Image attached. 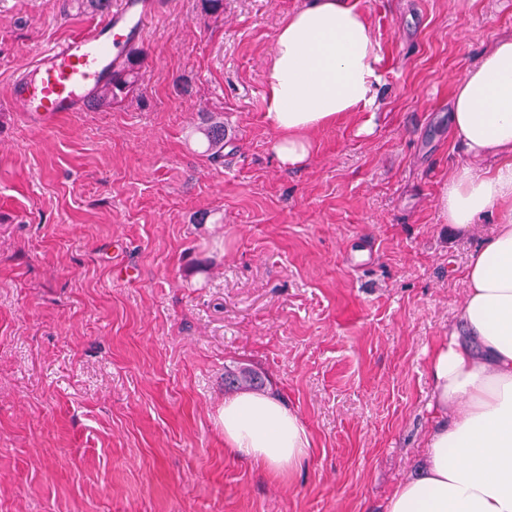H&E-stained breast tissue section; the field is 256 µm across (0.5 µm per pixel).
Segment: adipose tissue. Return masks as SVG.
<instances>
[{"mask_svg":"<svg viewBox=\"0 0 512 512\" xmlns=\"http://www.w3.org/2000/svg\"><path fill=\"white\" fill-rule=\"evenodd\" d=\"M379 46L356 0H305L278 30L267 66L265 117L284 166L306 161L312 135L371 109ZM451 124L469 159L439 196L445 223L468 232L498 222L465 269L464 336L436 349L434 407L421 474L388 512H512V36L495 41L457 82ZM232 454L282 474L307 457L310 435L278 396L242 392L220 413Z\"/></svg>","mask_w":512,"mask_h":512,"instance_id":"1","label":"adipose tissue"}]
</instances>
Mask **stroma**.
I'll list each match as a JSON object with an SVG mask.
<instances>
[{
    "mask_svg": "<svg viewBox=\"0 0 512 512\" xmlns=\"http://www.w3.org/2000/svg\"><path fill=\"white\" fill-rule=\"evenodd\" d=\"M303 2L162 0L139 92L38 133L9 105L17 67L96 18L0 0V512H387L419 476L431 356L497 221L441 218L466 161L452 89L512 36V0H359L372 111L286 168L267 64ZM228 370L304 422L291 474L225 450ZM206 143L207 152L212 158L224 156V120L218 116L208 115L199 127Z\"/></svg>",
    "mask_w": 512,
    "mask_h": 512,
    "instance_id": "1",
    "label": "stroma"
}]
</instances>
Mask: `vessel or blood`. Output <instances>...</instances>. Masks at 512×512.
I'll list each match as a JSON object with an SVG mask.
<instances>
[{
    "mask_svg": "<svg viewBox=\"0 0 512 512\" xmlns=\"http://www.w3.org/2000/svg\"><path fill=\"white\" fill-rule=\"evenodd\" d=\"M159 13L158 0H113L102 22L37 50L17 69L10 98L14 110L39 130L84 111Z\"/></svg>",
    "mask_w": 512,
    "mask_h": 512,
    "instance_id": "1",
    "label": "vessel or blood"
}]
</instances>
